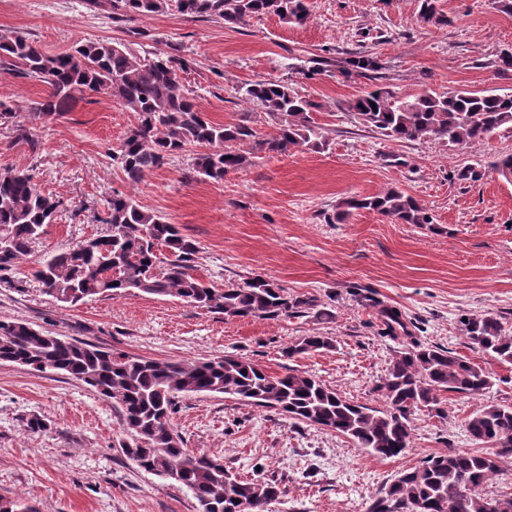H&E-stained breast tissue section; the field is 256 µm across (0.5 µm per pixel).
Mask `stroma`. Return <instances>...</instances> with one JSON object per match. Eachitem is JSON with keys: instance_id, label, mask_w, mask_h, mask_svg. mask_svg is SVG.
Returning <instances> with one entry per match:
<instances>
[{"instance_id": "1", "label": "stroma", "mask_w": 512, "mask_h": 512, "mask_svg": "<svg viewBox=\"0 0 512 512\" xmlns=\"http://www.w3.org/2000/svg\"><path fill=\"white\" fill-rule=\"evenodd\" d=\"M306 24L268 15L229 27L175 11L140 18L87 0H0V34L20 32L55 54L87 40L142 51L179 50L185 89L218 123L261 109L241 100L247 83L275 79L313 100L329 145L320 152L262 155L219 182L198 181L192 152L173 156L128 184L111 153L133 113L99 94L63 118L40 123L30 106L46 93L36 80L0 73V171L22 170L64 202L15 273L21 289L0 286V319L93 341L134 356L205 361L235 355L267 371L317 376L346 399L378 404L374 391L401 341L382 336L377 304L399 309L413 339L447 348L494 379L479 398L448 394L444 416L421 411L411 448L377 458L335 432L221 395L180 398L172 425L185 448L220 458L244 478L276 476L284 495L271 512H367L399 472L451 448L469 449L468 417L486 404L512 405V365L469 346L463 317L491 312L512 330V183L491 174L476 183L455 171L472 160L512 153V132L448 152L435 142H392L347 111L363 92L401 95L512 87L496 61L512 50V13L494 0H440L448 22L419 16L418 0H305ZM369 55L373 71L345 74ZM26 129L31 140L19 138ZM396 188L420 201L435 229L396 224L377 213L328 218L345 198ZM179 225L198 247L200 276L216 286L264 275L315 307L285 319H227L171 297H101L64 307L31 275L44 256L104 230L112 192ZM329 350L286 357L309 335ZM37 417L45 430L25 424ZM118 408L81 382L0 363V499L25 498L36 512H199L187 488L140 469L121 449L130 441Z\"/></svg>"}]
</instances>
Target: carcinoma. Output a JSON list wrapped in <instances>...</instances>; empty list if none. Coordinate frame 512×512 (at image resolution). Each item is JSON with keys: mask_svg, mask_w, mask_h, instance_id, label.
Wrapping results in <instances>:
<instances>
[{"mask_svg": "<svg viewBox=\"0 0 512 512\" xmlns=\"http://www.w3.org/2000/svg\"><path fill=\"white\" fill-rule=\"evenodd\" d=\"M112 10L152 16L169 9L190 16L219 18L228 25L247 18L275 15L302 25L304 0H109ZM420 17L442 24L438 0H421ZM187 60L168 52L142 54L122 42L85 41L70 50L48 54L19 32L0 35V71L34 79L47 87L31 114L37 120L58 119L90 94H105L135 114L136 123L113 150V160L128 182L188 147H198L192 164L196 179L220 181L264 152L323 151L324 128L312 116L316 107L279 80L249 83L241 98L258 106L276 134L262 137L250 116L236 123H217L185 93L179 73ZM348 111L389 141H437L452 152L512 130V90L472 92L423 91L397 95L385 88L353 99ZM512 181V154L491 162L476 160L456 170L457 179L478 182L488 172ZM63 201L46 193L24 171L0 172V283L11 288L10 274L29 254L44 227L53 223ZM368 210L398 224H433L415 198L397 188L367 197L345 199L332 222L342 223L354 211ZM106 229L72 249L39 261L32 276L42 291L65 307L97 297L140 292L171 296L226 318L277 319L292 316L312 301L261 275L222 288L194 274L196 242L178 225L143 208L126 193L107 200ZM378 319L384 335H408L401 312L383 306ZM468 343L501 363L512 364V335L492 313L461 322ZM334 347L328 336L311 335L288 348V356ZM0 362L36 372L63 373L120 407L132 441L122 446L135 464L158 476L180 472L178 484L190 490L205 512H268L284 493L274 478L244 479L205 452L184 447L171 419L179 398L224 394L250 405L270 408L291 420L334 431L376 457H396L412 447L417 412L443 413L449 393L478 397L493 385L482 366L436 345L411 341L395 351L375 385L378 406L353 402L315 376L293 370L267 372L250 359L234 355L206 361H162L129 355L91 341H60L28 322L0 320ZM466 430L479 447L450 448L397 474L369 512H495L502 503L512 512V497L488 498L484 485L512 462V405H485L469 417Z\"/></svg>", "mask_w": 512, "mask_h": 512, "instance_id": "obj_1", "label": "carcinoma"}]
</instances>
